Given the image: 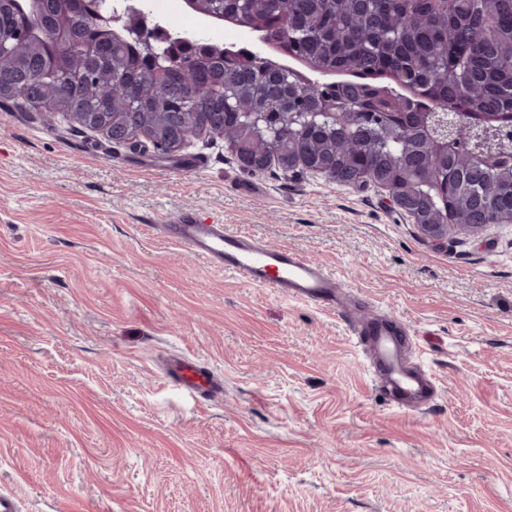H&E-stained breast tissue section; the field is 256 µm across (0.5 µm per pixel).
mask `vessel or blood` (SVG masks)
Returning a JSON list of instances; mask_svg holds the SVG:
<instances>
[{
	"instance_id": "b4317fda",
	"label": "vessel or blood",
	"mask_w": 512,
	"mask_h": 512,
	"mask_svg": "<svg viewBox=\"0 0 512 512\" xmlns=\"http://www.w3.org/2000/svg\"><path fill=\"white\" fill-rule=\"evenodd\" d=\"M161 229L167 238L249 286L275 289L326 312L340 311L347 302L335 273L292 249L267 247L228 231L223 225L199 222L190 212L169 217ZM353 334L358 343L369 349L379 389L388 401L413 409L434 404V379L426 372L411 370L402 358L405 329L377 316L355 327ZM166 375L189 395L206 401L214 400L223 391L221 377L204 363L176 357L169 361Z\"/></svg>"
}]
</instances>
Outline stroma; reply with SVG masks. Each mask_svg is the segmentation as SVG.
I'll return each instance as SVG.
<instances>
[{
    "mask_svg": "<svg viewBox=\"0 0 512 512\" xmlns=\"http://www.w3.org/2000/svg\"><path fill=\"white\" fill-rule=\"evenodd\" d=\"M191 210L336 271L354 315L164 238ZM378 315L436 380L396 410L351 332ZM209 364L224 395L164 377ZM18 512H512V224L433 245L375 184L160 157L0 100V491Z\"/></svg>",
    "mask_w": 512,
    "mask_h": 512,
    "instance_id": "obj_1",
    "label": "stroma"
}]
</instances>
